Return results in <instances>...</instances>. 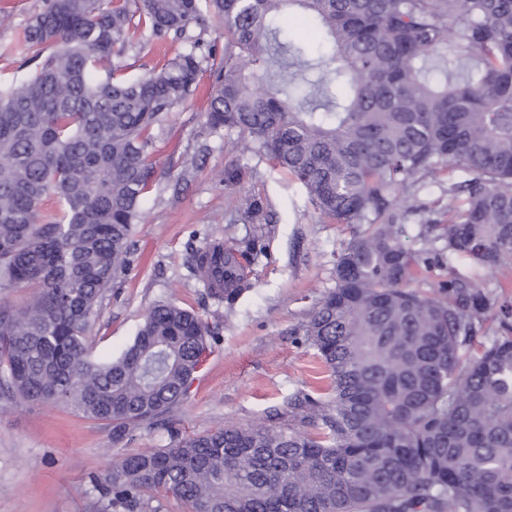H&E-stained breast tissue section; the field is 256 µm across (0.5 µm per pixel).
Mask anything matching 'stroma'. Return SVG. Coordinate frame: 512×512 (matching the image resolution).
I'll return each mask as SVG.
<instances>
[{
    "instance_id": "1",
    "label": "stroma",
    "mask_w": 512,
    "mask_h": 512,
    "mask_svg": "<svg viewBox=\"0 0 512 512\" xmlns=\"http://www.w3.org/2000/svg\"><path fill=\"white\" fill-rule=\"evenodd\" d=\"M47 0H0V79L22 78L19 57L4 54ZM212 83L203 70L195 93L153 131L154 182L141 204L135 251L125 276L109 289L89 334L92 357H118L149 310L170 301L198 312L213 331L210 348L185 400L158 421L114 440L112 424L54 404L16 403L0 409V512H95L92 477L125 454L165 448L173 433L203 434L287 414L291 395L323 381V368L299 332L335 286L334 254L354 227L314 210L304 189L267 160L236 158L224 130L206 122ZM242 160L251 173L232 189L224 168ZM267 202L270 221L242 224L248 197ZM263 236L253 289L232 315L188 269L193 250L214 239Z\"/></svg>"
}]
</instances>
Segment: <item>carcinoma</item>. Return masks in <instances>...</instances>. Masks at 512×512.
I'll return each instance as SVG.
<instances>
[{"mask_svg":"<svg viewBox=\"0 0 512 512\" xmlns=\"http://www.w3.org/2000/svg\"><path fill=\"white\" fill-rule=\"evenodd\" d=\"M286 12L316 31V57L283 36ZM209 15L229 40L208 124L366 229L303 325L327 387L294 394L289 423L124 455L94 481L101 512L169 495L185 512H512V299L479 274L512 269V0H48L6 48L35 69L0 80V290H31L0 303V405H60L119 441L186 398L211 336L194 311L154 306L109 362L87 332L130 266L152 131L196 89L188 31ZM147 35L186 47L128 79ZM442 170L448 204L413 249V201ZM245 175L225 166L224 187ZM265 210L252 196L241 221ZM264 251L230 236L192 269L229 315Z\"/></svg>","mask_w":512,"mask_h":512,"instance_id":"obj_1","label":"carcinoma"}]
</instances>
